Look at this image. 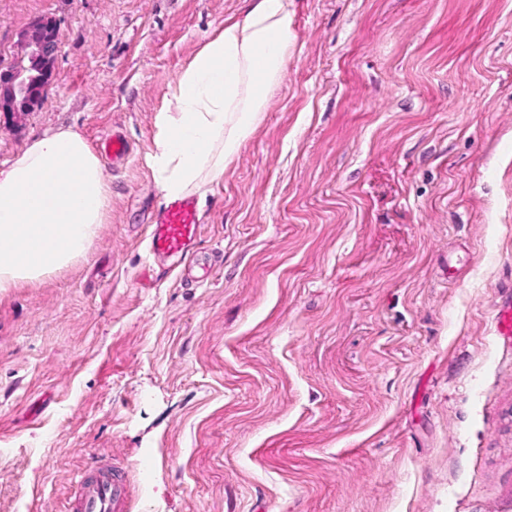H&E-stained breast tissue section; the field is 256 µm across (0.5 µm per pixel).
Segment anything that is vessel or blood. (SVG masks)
<instances>
[{
    "label": "vessel or blood",
    "mask_w": 512,
    "mask_h": 512,
    "mask_svg": "<svg viewBox=\"0 0 512 512\" xmlns=\"http://www.w3.org/2000/svg\"><path fill=\"white\" fill-rule=\"evenodd\" d=\"M199 229L198 209L193 197L169 202L160 211L149 236L152 254L180 256L189 250ZM129 478L124 471L102 469L82 479L70 512H127Z\"/></svg>",
    "instance_id": "b4317fda"
}]
</instances>
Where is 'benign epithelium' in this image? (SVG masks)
<instances>
[{
  "label": "benign epithelium",
  "mask_w": 512,
  "mask_h": 512,
  "mask_svg": "<svg viewBox=\"0 0 512 512\" xmlns=\"http://www.w3.org/2000/svg\"><path fill=\"white\" fill-rule=\"evenodd\" d=\"M19 42L24 49L20 59L27 64L0 71V112L12 117L38 104L52 80L58 49L55 24L37 20L20 32Z\"/></svg>",
  "instance_id": "obj_1"
}]
</instances>
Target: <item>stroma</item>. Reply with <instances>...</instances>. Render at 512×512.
I'll list each match as a JSON object with an SVG mask.
<instances>
[{"instance_id":"35a3bbf8","label":"stroma","mask_w":512,"mask_h":512,"mask_svg":"<svg viewBox=\"0 0 512 512\" xmlns=\"http://www.w3.org/2000/svg\"><path fill=\"white\" fill-rule=\"evenodd\" d=\"M263 121L150 256L168 86L242 0H0L54 74L0 168L79 128L111 200L85 258L0 293V512H512V0H295ZM129 478L121 470L100 469L82 478L70 505L71 512H126L129 507Z\"/></svg>"}]
</instances>
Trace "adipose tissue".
<instances>
[{
    "label": "adipose tissue",
    "instance_id": "adipose-tissue-1",
    "mask_svg": "<svg viewBox=\"0 0 512 512\" xmlns=\"http://www.w3.org/2000/svg\"><path fill=\"white\" fill-rule=\"evenodd\" d=\"M294 0H244L170 84L157 113L153 171L166 199L221 180L256 131L288 68ZM110 185L85 136L59 127L0 169V292L40 281L88 254Z\"/></svg>",
    "mask_w": 512,
    "mask_h": 512
}]
</instances>
